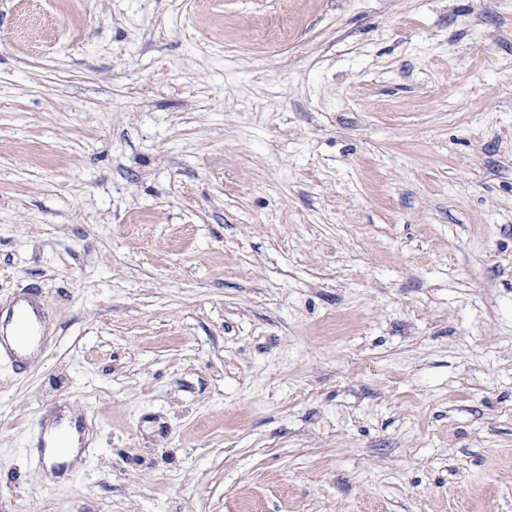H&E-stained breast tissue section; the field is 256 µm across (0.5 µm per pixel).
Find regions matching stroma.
<instances>
[{
  "label": "stroma",
  "instance_id": "stroma-1",
  "mask_svg": "<svg viewBox=\"0 0 512 512\" xmlns=\"http://www.w3.org/2000/svg\"><path fill=\"white\" fill-rule=\"evenodd\" d=\"M24 292L0 512H512V0H0ZM44 322L43 308L26 297H19L4 319L0 311V358L3 350L14 364H24L26 359L21 353L40 347L45 341ZM36 437L38 438L36 448H51L50 452L44 450L40 455L39 464L43 470L55 469L62 465L57 459L61 457L58 448L63 454V460L68 463L70 467L76 468L79 466L80 458L77 448V437H75L70 448H61L62 444L67 445V442L73 439V431L71 428L58 424L56 429L52 432L51 428L42 424L38 428Z\"/></svg>",
  "mask_w": 512,
  "mask_h": 512
}]
</instances>
